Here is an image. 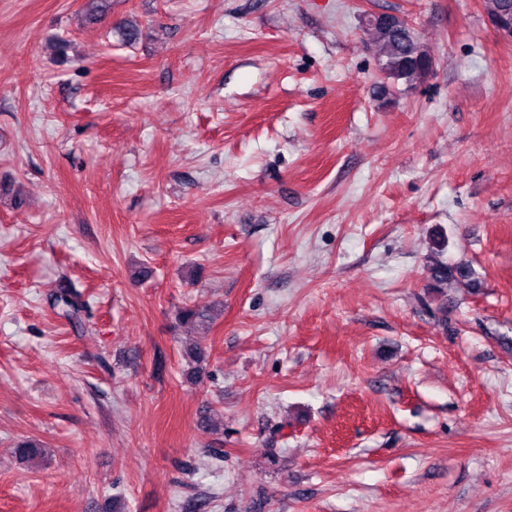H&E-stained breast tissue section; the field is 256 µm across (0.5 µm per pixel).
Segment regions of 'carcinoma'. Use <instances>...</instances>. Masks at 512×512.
Segmentation results:
<instances>
[{
	"label": "carcinoma",
	"mask_w": 512,
	"mask_h": 512,
	"mask_svg": "<svg viewBox=\"0 0 512 512\" xmlns=\"http://www.w3.org/2000/svg\"><path fill=\"white\" fill-rule=\"evenodd\" d=\"M483 6L488 16L503 17L512 23V0H483ZM369 26L371 44L384 78L408 88L423 83L434 68V59L410 23L373 19ZM428 273L439 288L457 279L468 281L473 288L478 286L473 271L465 265L450 266L436 259L428 265ZM55 303L62 306L68 317L74 318L80 312L81 305L64 289L59 291Z\"/></svg>",
	"instance_id": "cac0c4a2"
}]
</instances>
